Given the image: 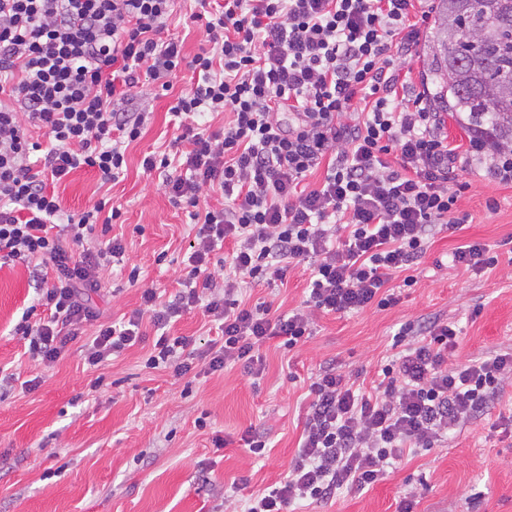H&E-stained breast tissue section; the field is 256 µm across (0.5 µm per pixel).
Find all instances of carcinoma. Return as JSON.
<instances>
[{
    "label": "carcinoma",
    "instance_id": "cac0c4a2",
    "mask_svg": "<svg viewBox=\"0 0 512 512\" xmlns=\"http://www.w3.org/2000/svg\"><path fill=\"white\" fill-rule=\"evenodd\" d=\"M437 110L463 121L484 151H512V0H438L425 45Z\"/></svg>",
    "mask_w": 512,
    "mask_h": 512
}]
</instances>
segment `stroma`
I'll use <instances>...</instances> for the list:
<instances>
[{
	"instance_id": "35a3bbf8",
	"label": "stroma",
	"mask_w": 512,
	"mask_h": 512,
	"mask_svg": "<svg viewBox=\"0 0 512 512\" xmlns=\"http://www.w3.org/2000/svg\"><path fill=\"white\" fill-rule=\"evenodd\" d=\"M188 85L176 78L172 94L154 100L151 120L129 145L127 168L116 182L100 185L83 170L57 188L70 215L101 200L120 206L121 220L110 233L124 239L140 269L134 284L127 271L102 272L91 295L100 320L86 325L84 339L99 323L138 308L143 289L166 297L185 275L193 225L170 205L158 179L144 175L140 161L168 145L176 131L170 107ZM460 177L471 184L458 202L468 220L435 237L418 266L417 285L385 310L321 316L293 351L271 339L258 380L238 365L190 382L152 370L145 366L146 343L93 369L74 342L44 369L13 334L23 312L44 315L33 270L0 267V370L16 376L0 389V512H224L225 492L243 500L286 475L303 430L306 384L320 364L332 360L372 379L393 355L399 327L420 318L461 327L460 360L512 349V183L491 181L474 167ZM491 200L496 209L488 208ZM473 241L490 245L496 267L477 274L451 267L455 248ZM309 274L307 263L297 264L284 283L253 286L246 299L288 312L304 300ZM35 377L40 386L25 389ZM251 428L268 440L265 457L243 446ZM217 435L226 441L220 450L213 445ZM419 483L426 490L415 512H512V389L439 447L409 453L376 485L319 504L295 503L288 512H397L406 490Z\"/></svg>"
}]
</instances>
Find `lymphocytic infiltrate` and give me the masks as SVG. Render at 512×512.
Masks as SVG:
<instances>
[{
    "label": "lymphocytic infiltrate",
    "instance_id": "f902f5d3",
    "mask_svg": "<svg viewBox=\"0 0 512 512\" xmlns=\"http://www.w3.org/2000/svg\"><path fill=\"white\" fill-rule=\"evenodd\" d=\"M178 2L0 0V267L40 262L47 315L23 313L14 333L45 367L97 319L90 294L126 252L118 239L83 250L105 208L63 216L57 188L80 170L117 180L151 114L143 87L170 90L181 72L190 85L171 107L174 153L145 155L142 169L194 222L189 271L171 300L145 289L127 319L100 326L83 349L89 366L142 343L148 324L147 368L185 376L240 362L261 375L268 340L289 351L320 315L396 304L391 282L414 286L435 236L467 220L447 121L410 90L428 0H196L206 45L190 57L166 31ZM213 112L227 114L223 129L199 127ZM321 167L322 182L306 186ZM209 193L222 205H202ZM302 262V305L242 304L247 288ZM197 310L217 333L202 348L167 333ZM394 341L370 389L319 368L287 476L244 502L225 497L226 512H284L373 486L512 385V351L454 361L448 323L408 322Z\"/></svg>",
    "mask_w": 512,
    "mask_h": 512
}]
</instances>
